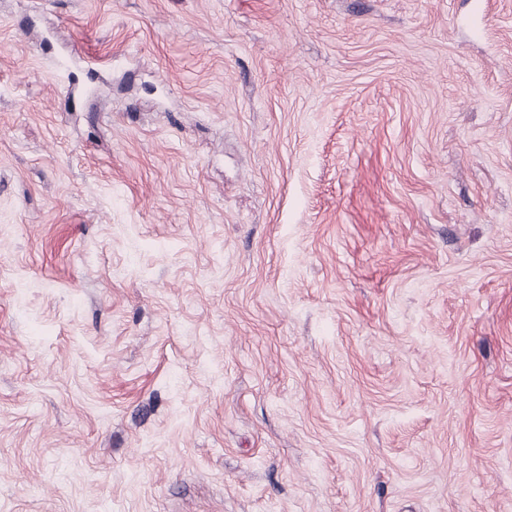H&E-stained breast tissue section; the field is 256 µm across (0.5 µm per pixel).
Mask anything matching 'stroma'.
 Returning a JSON list of instances; mask_svg holds the SVG:
<instances>
[{"mask_svg": "<svg viewBox=\"0 0 512 512\" xmlns=\"http://www.w3.org/2000/svg\"><path fill=\"white\" fill-rule=\"evenodd\" d=\"M0 512H512V0H0Z\"/></svg>", "mask_w": 512, "mask_h": 512, "instance_id": "stroma-1", "label": "stroma"}]
</instances>
